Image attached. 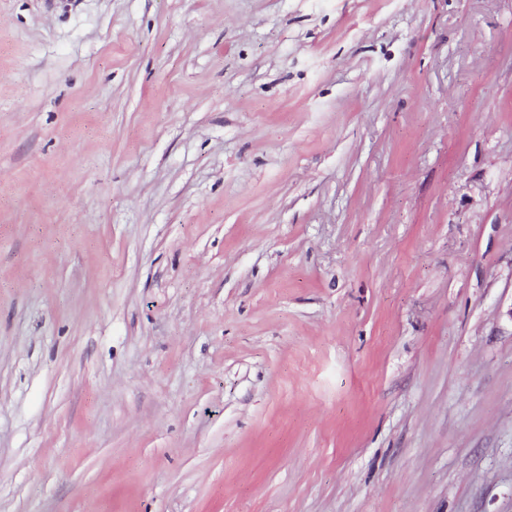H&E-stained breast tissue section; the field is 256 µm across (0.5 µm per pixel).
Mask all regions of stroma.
<instances>
[{
    "mask_svg": "<svg viewBox=\"0 0 512 512\" xmlns=\"http://www.w3.org/2000/svg\"><path fill=\"white\" fill-rule=\"evenodd\" d=\"M0 512H512V0H0Z\"/></svg>",
    "mask_w": 512,
    "mask_h": 512,
    "instance_id": "stroma-1",
    "label": "stroma"
}]
</instances>
